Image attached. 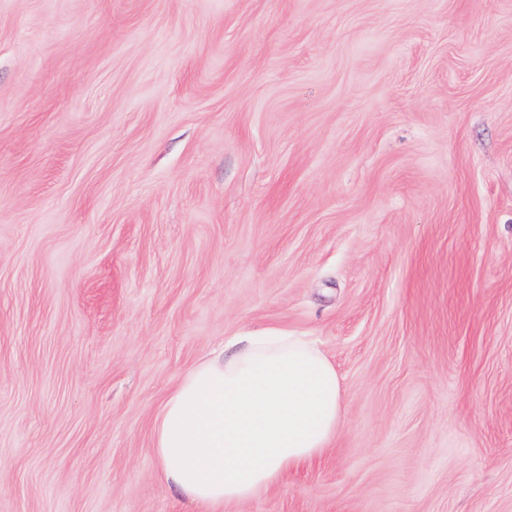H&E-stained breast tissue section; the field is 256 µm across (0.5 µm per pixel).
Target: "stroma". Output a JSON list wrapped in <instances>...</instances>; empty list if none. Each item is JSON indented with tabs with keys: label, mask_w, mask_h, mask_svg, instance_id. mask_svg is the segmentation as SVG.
<instances>
[{
	"label": "stroma",
	"mask_w": 512,
	"mask_h": 512,
	"mask_svg": "<svg viewBox=\"0 0 512 512\" xmlns=\"http://www.w3.org/2000/svg\"><path fill=\"white\" fill-rule=\"evenodd\" d=\"M265 328L344 420L219 512H512V0H0V512H211L154 420Z\"/></svg>",
	"instance_id": "1"
}]
</instances>
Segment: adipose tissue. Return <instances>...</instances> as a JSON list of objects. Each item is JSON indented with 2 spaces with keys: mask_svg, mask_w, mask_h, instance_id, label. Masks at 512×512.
Returning <instances> with one entry per match:
<instances>
[{
  "mask_svg": "<svg viewBox=\"0 0 512 512\" xmlns=\"http://www.w3.org/2000/svg\"><path fill=\"white\" fill-rule=\"evenodd\" d=\"M343 418L336 368L278 329L233 337L178 380L154 423L166 482L207 506L240 504L329 447Z\"/></svg>",
  "mask_w": 512,
  "mask_h": 512,
  "instance_id": "adipose-tissue-1",
  "label": "adipose tissue"
}]
</instances>
